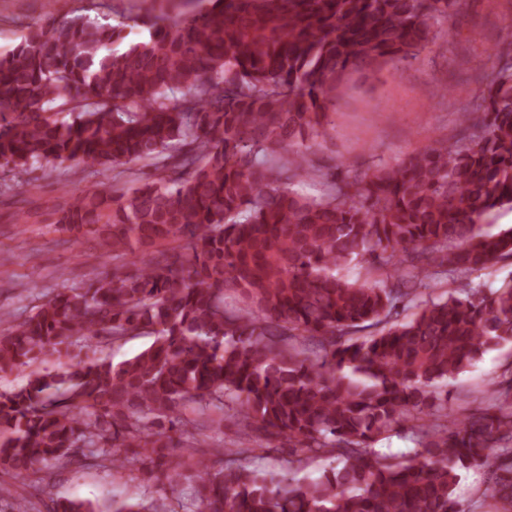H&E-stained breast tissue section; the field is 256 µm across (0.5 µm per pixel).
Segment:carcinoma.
Wrapping results in <instances>:
<instances>
[{"instance_id": "1", "label": "carcinoma", "mask_w": 512, "mask_h": 512, "mask_svg": "<svg viewBox=\"0 0 512 512\" xmlns=\"http://www.w3.org/2000/svg\"><path fill=\"white\" fill-rule=\"evenodd\" d=\"M459 0H208L129 45L123 24L76 17L31 27L0 54V169L35 162L112 171L72 196L57 223L112 250V272L51 294L23 319L0 313V472L38 492L67 467L132 465L172 496L112 512H465L460 473L482 469L487 512H512V370L492 408L448 413L438 382L512 342V283H464L512 257V228L477 224L512 205V65L486 78L465 143L327 179L311 150L336 107L412 63ZM67 112L71 120L58 115ZM162 175L133 190L120 167ZM324 180L316 197L291 188ZM365 270L351 282L336 271ZM450 279L465 293L430 298ZM237 293L228 306L224 293ZM420 299L411 319L393 318ZM153 342L117 364L71 358L98 336ZM234 418L296 451L336 459L305 481L191 448ZM406 432L413 456L376 443ZM188 483L187 505L174 496ZM18 512H41L0 484ZM52 512H102L63 499Z\"/></svg>"}]
</instances>
